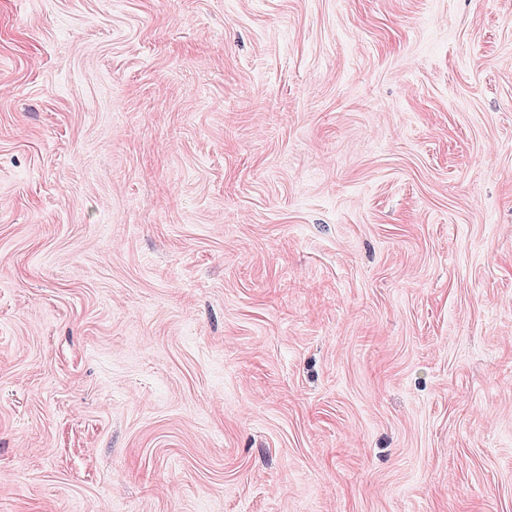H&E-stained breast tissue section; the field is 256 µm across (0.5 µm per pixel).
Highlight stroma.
Instances as JSON below:
<instances>
[{
	"mask_svg": "<svg viewBox=\"0 0 512 512\" xmlns=\"http://www.w3.org/2000/svg\"><path fill=\"white\" fill-rule=\"evenodd\" d=\"M0 512H512V0H0Z\"/></svg>",
	"mask_w": 512,
	"mask_h": 512,
	"instance_id": "1",
	"label": "stroma"
}]
</instances>
